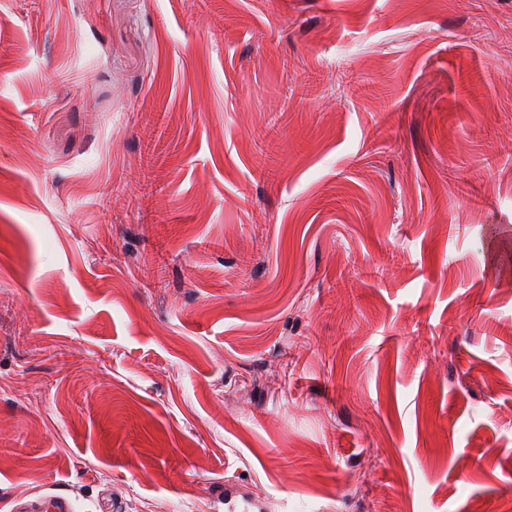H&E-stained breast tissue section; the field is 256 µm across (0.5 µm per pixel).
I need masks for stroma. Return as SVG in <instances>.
<instances>
[{"mask_svg":"<svg viewBox=\"0 0 512 512\" xmlns=\"http://www.w3.org/2000/svg\"><path fill=\"white\" fill-rule=\"evenodd\" d=\"M228 489L512 504V0H0V512ZM48 504L46 507L45 505ZM10 512H72V504L60 496H50L43 500H35L27 504H13Z\"/></svg>","mask_w":512,"mask_h":512,"instance_id":"35a3bbf8","label":"stroma"}]
</instances>
